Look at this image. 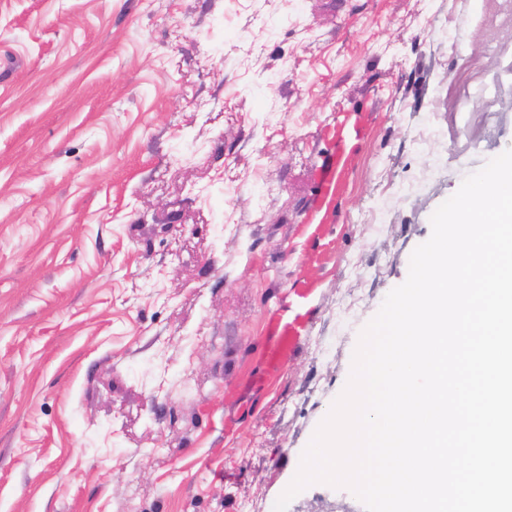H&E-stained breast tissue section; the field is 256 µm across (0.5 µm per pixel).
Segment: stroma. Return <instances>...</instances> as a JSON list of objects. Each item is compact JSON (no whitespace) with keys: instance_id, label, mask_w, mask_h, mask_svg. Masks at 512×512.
Masks as SVG:
<instances>
[{"instance_id":"stroma-1","label":"stroma","mask_w":512,"mask_h":512,"mask_svg":"<svg viewBox=\"0 0 512 512\" xmlns=\"http://www.w3.org/2000/svg\"><path fill=\"white\" fill-rule=\"evenodd\" d=\"M473 3L0 0V512H274L512 149V19Z\"/></svg>"}]
</instances>
